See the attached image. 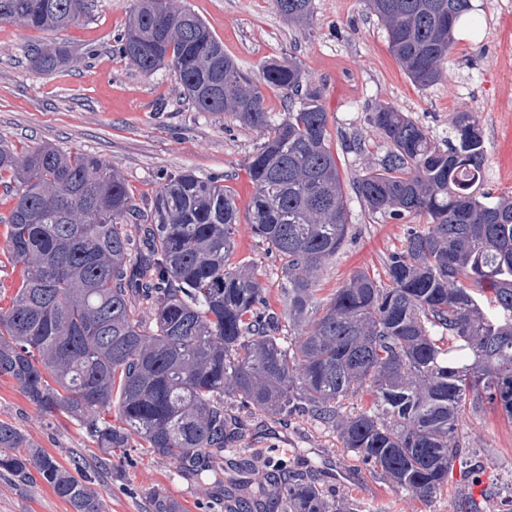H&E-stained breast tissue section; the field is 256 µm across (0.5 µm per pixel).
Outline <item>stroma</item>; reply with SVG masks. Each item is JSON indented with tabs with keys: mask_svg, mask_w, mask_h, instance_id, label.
<instances>
[{
	"mask_svg": "<svg viewBox=\"0 0 512 512\" xmlns=\"http://www.w3.org/2000/svg\"><path fill=\"white\" fill-rule=\"evenodd\" d=\"M199 15L223 43L225 53L246 71L259 72L268 60L296 58L322 94L329 114L330 145L344 183L378 167L387 146L369 122L375 105L407 112L437 145L452 135L453 113H477L485 140L486 191L512 196V8L502 0H472L470 39L457 40L441 80L421 90L404 75L388 51L383 24L365 0H313L306 29L289 25L272 0H176ZM134 0H91L84 17L63 31L0 24V140L23 152L42 145L80 150L109 160L126 180L146 223L162 177L183 170L220 176L247 204L253 193L248 162L261 143L259 131L230 117L195 111L184 100L173 74L142 73L115 51ZM60 44L69 64L54 72L35 70L32 48ZM349 235L316 276L318 297L330 295L357 270L379 275L388 253L400 246L408 223L368 216L354 191H347ZM234 260H248L281 309L286 277L277 257L239 226ZM237 427L229 457L248 459L265 478L274 461L293 472L315 471L325 494L353 504L356 512H457L460 496L489 508L491 496L512 484V423L490 411L464 406L461 429L484 468L454 473L448 488L424 500L370 472L342 448L336 433L307 417L274 418L225 400ZM0 419L16 424L62 465L83 457L96 468L100 449L84 430L60 414L30 404L14 381L0 378ZM104 512H146L154 491H164L179 512H222L211 486L182 478L169 461L152 455L111 458L107 477L95 476ZM0 512H71L44 483L0 479Z\"/></svg>",
	"mask_w": 512,
	"mask_h": 512,
	"instance_id": "1",
	"label": "stroma"
}]
</instances>
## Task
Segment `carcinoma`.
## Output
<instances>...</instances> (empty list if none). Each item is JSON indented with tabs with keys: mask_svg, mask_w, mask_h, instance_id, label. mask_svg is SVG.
Masks as SVG:
<instances>
[{
	"mask_svg": "<svg viewBox=\"0 0 512 512\" xmlns=\"http://www.w3.org/2000/svg\"><path fill=\"white\" fill-rule=\"evenodd\" d=\"M173 2L136 0L118 51L147 74L171 71L196 110L263 135L248 165V224L288 274L285 308L271 307L247 263L228 264L240 209L223 178L163 177L150 223L134 235L136 208L114 166L54 146L19 157L1 145L0 184L16 192L0 224L25 276L0 310V377L38 410L78 422L106 454L145 451L188 478H216L225 512H252L249 482L221 479L226 468L247 470L224 459L235 435L226 397L269 416L316 418L390 483L437 496L454 466L481 469L458 434L462 406L512 420V197L484 191L478 116L455 113L443 149L406 113L374 107L387 153L354 191L371 216L425 215L430 225L407 227L388 253V283L358 270L320 299L316 273L349 233L320 89L293 58L244 71ZM273 2L291 24L312 18V0ZM368 2L409 80L421 90L437 83L471 0ZM87 10L88 0H0V22L62 30ZM67 61L56 46L32 56L45 72ZM265 88L288 96L282 117L267 111ZM366 385L371 407L343 414V398ZM36 474L72 512H103L87 475L0 420V477ZM271 508L355 512L314 475L290 472Z\"/></svg>",
	"mask_w": 512,
	"mask_h": 512,
	"instance_id": "1",
	"label": "carcinoma"
}]
</instances>
